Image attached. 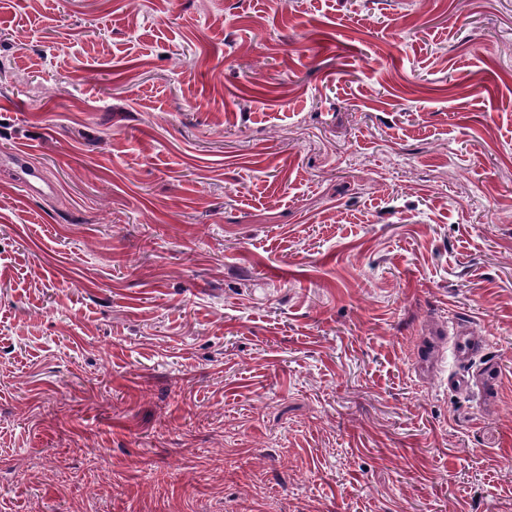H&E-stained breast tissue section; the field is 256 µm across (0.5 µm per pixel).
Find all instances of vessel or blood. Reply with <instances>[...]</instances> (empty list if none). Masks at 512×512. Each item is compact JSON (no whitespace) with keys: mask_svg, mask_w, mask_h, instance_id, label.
Returning a JSON list of instances; mask_svg holds the SVG:
<instances>
[{"mask_svg":"<svg viewBox=\"0 0 512 512\" xmlns=\"http://www.w3.org/2000/svg\"><path fill=\"white\" fill-rule=\"evenodd\" d=\"M8 171L31 194H44L45 177L27 154H13ZM443 349L448 351L454 365L448 373L449 386L475 388L484 395L486 401H494L500 368L495 362L483 359L484 337L474 335L469 322L460 320L451 327L440 326L429 331L417 350L416 370L421 376L433 375L436 358Z\"/></svg>","mask_w":512,"mask_h":512,"instance_id":"b4317fda","label":"vessel or blood"}]
</instances>
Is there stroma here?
Returning a JSON list of instances; mask_svg holds the SVG:
<instances>
[{
  "instance_id": "35a3bbf8",
  "label": "stroma",
  "mask_w": 512,
  "mask_h": 512,
  "mask_svg": "<svg viewBox=\"0 0 512 512\" xmlns=\"http://www.w3.org/2000/svg\"><path fill=\"white\" fill-rule=\"evenodd\" d=\"M16 152L0 512H512V0H0ZM11 166L7 168V171L14 175L18 181H20L24 187L34 195H43L46 190L53 191L54 185L46 180L41 170L32 164L30 158L25 153H15L10 158ZM41 184H44V188ZM485 346L484 337L474 336L473 328L467 321L458 320L448 328L437 327L429 331L418 346L416 371L423 377L432 376L439 349H446L454 365V369L448 373V386L477 388L491 403L496 398L500 368L490 360L475 366Z\"/></svg>"
}]
</instances>
